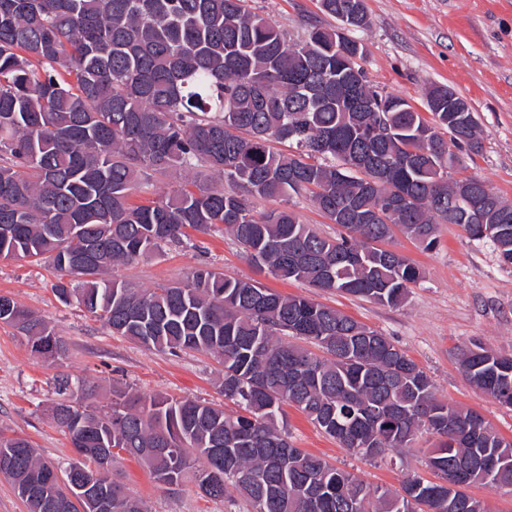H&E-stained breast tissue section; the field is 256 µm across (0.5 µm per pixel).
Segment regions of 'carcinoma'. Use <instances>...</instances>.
I'll use <instances>...</instances> for the list:
<instances>
[{
    "label": "carcinoma",
    "instance_id": "carcinoma-1",
    "mask_svg": "<svg viewBox=\"0 0 512 512\" xmlns=\"http://www.w3.org/2000/svg\"><path fill=\"white\" fill-rule=\"evenodd\" d=\"M319 5L351 16L354 29L369 23L364 0ZM357 52L356 40L317 23L291 41L252 0H0V225L11 226L0 256L52 267L57 298L113 335L213 356L224 399L241 409L231 416L214 402L125 390L99 408L63 376L55 406L67 405L69 422L56 424L73 448L90 453L104 440L167 490L189 479L212 500L237 493L251 512H487L469 489L512 482V440L480 413L439 400L431 377L392 340L336 309L203 265L155 289L110 277L190 240L191 230L231 236L275 279L390 307L423 278L383 247L398 233L431 249L437 225L458 224L512 266V206L487 211L481 225L456 205L471 183L501 199L477 178L450 176L460 153L482 150L477 120L457 111L461 97L433 86L429 115L412 111L370 86ZM376 97L392 112L361 104ZM418 144L428 154L406 161ZM200 169L227 187L198 182ZM154 173L178 184L131 203ZM303 195L340 227L336 236L288 209ZM255 199L280 206L258 212ZM1 300L12 310L0 307V324L33 353L66 356L49 321ZM458 362L472 386L512 406V360L473 342ZM286 405L366 458L431 433L430 469L444 479L464 463L465 477L451 495L415 476L398 492L372 488L292 444ZM70 468L24 438L0 436V475L28 512L71 500ZM112 512L147 510L114 479Z\"/></svg>",
    "mask_w": 512,
    "mask_h": 512
}]
</instances>
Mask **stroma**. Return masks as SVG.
<instances>
[{
    "label": "stroma",
    "mask_w": 512,
    "mask_h": 512,
    "mask_svg": "<svg viewBox=\"0 0 512 512\" xmlns=\"http://www.w3.org/2000/svg\"><path fill=\"white\" fill-rule=\"evenodd\" d=\"M261 13L299 39L307 23L331 25L317 0H257ZM369 25L356 31L366 52L361 65L371 84L424 109V90L444 85L473 110L483 148L465 160L463 176L484 181L512 201V0H365ZM438 244L425 250L405 238L392 246L423 271L405 302L388 307L339 293L317 292L298 282L281 281L259 270L228 237L196 234L192 247L172 245L128 267L118 278L153 289L186 278L207 264L224 274L254 279L283 294L302 295L334 307L387 336L430 375L439 399L478 411L504 437L512 439V407L471 387L461 373L459 346L477 340L512 353V267L503 264L492 244L469 239L455 224L438 227ZM50 267L0 258V294L42 315L68 345L58 363L31 353L10 327L0 324V435L23 437L46 460L68 463L72 448L56 427L51 407L57 377L82 379L91 402L105 405L117 388L177 399L221 401L219 364L210 356L172 355L147 350L111 335L77 304H62ZM295 446L351 472L370 487L400 489L406 478L433 479L424 452L432 434H419L413 447L366 459L351 454L316 428L301 412L286 407ZM113 469L126 490L142 499L147 512H247L238 495L213 501L193 483L169 492L155 484L129 457Z\"/></svg>",
    "instance_id": "35a3bbf8"
}]
</instances>
